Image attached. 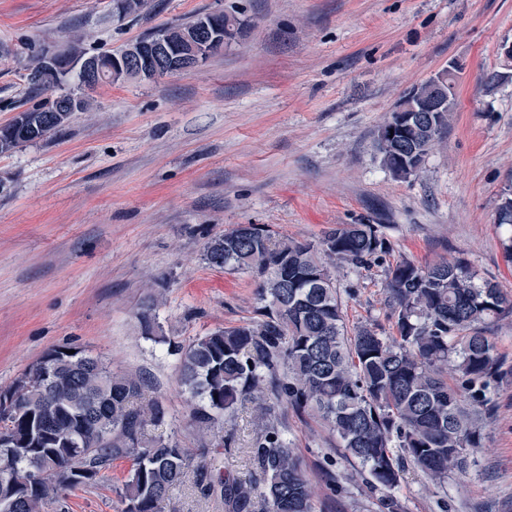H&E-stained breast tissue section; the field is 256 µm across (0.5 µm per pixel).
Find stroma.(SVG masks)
Returning <instances> with one entry per match:
<instances>
[{
    "label": "stroma",
    "instance_id": "stroma-1",
    "mask_svg": "<svg viewBox=\"0 0 512 512\" xmlns=\"http://www.w3.org/2000/svg\"><path fill=\"white\" fill-rule=\"evenodd\" d=\"M219 8L245 22L223 54L172 77L101 85L61 133L0 154V388L52 348L87 349L141 375L146 396L169 409L164 433L196 454L215 439L190 427L176 358L141 336L136 314L162 293L158 323L179 340L253 318V280L202 258L232 225L304 241L378 224L390 260L458 259L512 298L508 233L495 222L512 189V61L501 53L512 0H152L122 21L112 0H0V125L53 98L27 88L34 57L73 37L85 55L113 52ZM451 63L460 73L448 132L418 176L395 179L377 129ZM491 72L501 79L488 89ZM384 279L380 265L337 271L348 325L388 328ZM489 334L503 376L468 471L439 489L406 471L401 512H512V318ZM281 417L320 512H378L360 466L317 419ZM234 427L214 474L248 480L252 408ZM127 470L114 461L106 478L69 491L65 512H121Z\"/></svg>",
    "mask_w": 512,
    "mask_h": 512
}]
</instances>
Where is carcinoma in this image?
I'll use <instances>...</instances> for the list:
<instances>
[{
  "mask_svg": "<svg viewBox=\"0 0 512 512\" xmlns=\"http://www.w3.org/2000/svg\"><path fill=\"white\" fill-rule=\"evenodd\" d=\"M146 4L121 0L117 19ZM201 17L141 40L166 34L182 45ZM213 20L228 41L244 25L224 13ZM54 54L63 68L27 67L31 91L58 86L82 57L71 45ZM454 104L452 93L429 133L409 129L389 141L387 124L379 127L376 148L395 178L420 173L448 129ZM61 129L1 125L0 154ZM389 253L379 224H338L315 241L276 239L260 224H235L207 242L203 259L252 278L257 319L184 343L159 335L161 295L143 304L141 334L168 344L177 357L178 382L193 401L191 421L199 431L217 432L229 448L237 408L254 404L261 424L249 448L253 482L214 479L210 463L158 432L168 409L144 397L141 377L112 372L86 349L70 354L61 346L0 389L20 407L0 410V434H6L0 443V512H51L68 491L104 478L116 459L131 461L119 488L122 512H164L172 492L189 480L205 497L220 494L224 512H317L314 489L280 426L282 406L324 421L370 488L384 492L379 512H399L393 491L411 466L437 487L448 475L466 472L478 437L465 406L480 413L492 404L501 361L488 326L512 316V299L460 260L423 265L401 259L385 268L392 332L375 324L348 327L336 269L368 268Z\"/></svg>",
  "mask_w": 512,
  "mask_h": 512,
  "instance_id": "obj_1",
  "label": "carcinoma"
}]
</instances>
